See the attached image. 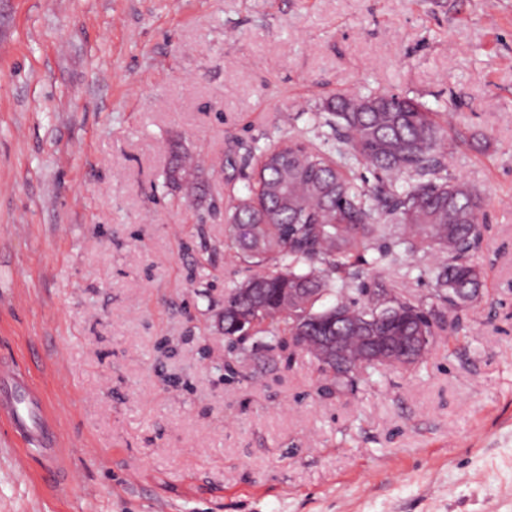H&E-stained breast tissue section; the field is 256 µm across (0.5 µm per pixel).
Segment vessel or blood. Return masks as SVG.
I'll return each mask as SVG.
<instances>
[{
  "mask_svg": "<svg viewBox=\"0 0 512 512\" xmlns=\"http://www.w3.org/2000/svg\"><path fill=\"white\" fill-rule=\"evenodd\" d=\"M0 417L19 433L28 449L47 467L57 463L58 437L45 415L33 385L0 365Z\"/></svg>",
  "mask_w": 512,
  "mask_h": 512,
  "instance_id": "b4317fda",
  "label": "vessel or blood"
}]
</instances>
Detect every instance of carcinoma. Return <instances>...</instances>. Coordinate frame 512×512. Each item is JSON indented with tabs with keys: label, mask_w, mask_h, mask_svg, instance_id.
<instances>
[{
	"label": "carcinoma",
	"mask_w": 512,
	"mask_h": 512,
	"mask_svg": "<svg viewBox=\"0 0 512 512\" xmlns=\"http://www.w3.org/2000/svg\"><path fill=\"white\" fill-rule=\"evenodd\" d=\"M323 125L345 150L322 152L302 136L262 150L252 181L228 190L225 244L248 265L249 275L224 294L227 353L245 344L266 357L304 350L318 363L325 384L354 391L356 379L372 370H396L386 356L356 363L365 331L336 320L351 313L362 324L381 325L387 336H426L411 347L420 365L442 340L462 327L466 299L460 288L481 287L471 252L482 240L484 198L459 179L448 178V121L423 103L395 93L338 94L322 106ZM363 165L376 184L355 182ZM202 170L186 152L176 155L166 182L194 188ZM435 257L436 293L444 306H428L412 292L382 285L336 287L350 269L366 262L381 267L398 260L396 248ZM327 296L334 302L318 304ZM344 337L340 352L322 360L318 337Z\"/></svg>",
	"instance_id": "obj_1"
}]
</instances>
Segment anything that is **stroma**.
Returning <instances> with one entry per match:
<instances>
[{"label":"stroma","instance_id":"35a3bbf8","mask_svg":"<svg viewBox=\"0 0 512 512\" xmlns=\"http://www.w3.org/2000/svg\"><path fill=\"white\" fill-rule=\"evenodd\" d=\"M339 92L453 113L487 230L466 330L322 396L305 351L224 366L225 159L335 152ZM375 279L435 299L419 255ZM0 358L66 473L0 423V512H512V0H0ZM202 170L195 165L186 152L178 153L174 165L166 173V182L176 187L194 188L202 175Z\"/></svg>","mask_w":512,"mask_h":512}]
</instances>
